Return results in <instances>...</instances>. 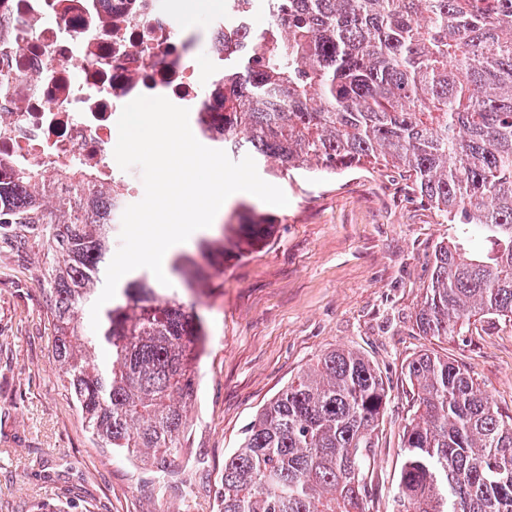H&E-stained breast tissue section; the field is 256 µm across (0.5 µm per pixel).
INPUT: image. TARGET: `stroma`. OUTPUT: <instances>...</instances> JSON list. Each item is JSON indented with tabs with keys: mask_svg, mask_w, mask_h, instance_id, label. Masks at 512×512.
I'll return each instance as SVG.
<instances>
[{
	"mask_svg": "<svg viewBox=\"0 0 512 512\" xmlns=\"http://www.w3.org/2000/svg\"><path fill=\"white\" fill-rule=\"evenodd\" d=\"M289 203L242 193L274 225L245 256L224 255L212 293L190 296L205 341L173 484L102 447L63 385L46 300V258L0 251V512H220L224 459L288 381L334 348L370 360L388 389L366 474L365 512H392L405 424L417 401L405 375L430 353L468 370L512 414V317L472 318L454 338L414 317L437 244L453 228L392 167L266 175Z\"/></svg>",
	"mask_w": 512,
	"mask_h": 512,
	"instance_id": "1",
	"label": "stroma"
}]
</instances>
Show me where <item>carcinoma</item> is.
Instances as JSON below:
<instances>
[{
	"label": "carcinoma",
	"instance_id": "obj_1",
	"mask_svg": "<svg viewBox=\"0 0 512 512\" xmlns=\"http://www.w3.org/2000/svg\"><path fill=\"white\" fill-rule=\"evenodd\" d=\"M268 22L224 59V134L275 175L358 165L403 171L456 225L435 249L417 329L456 336L464 321L512 316V0H268ZM31 166L0 179V250L45 251L64 386L103 446L167 483L196 392L203 326L143 273L81 321L122 217L112 189L75 173L67 190ZM238 248L272 224L238 214ZM214 274L224 241H203ZM418 408L403 428L393 512H512V415L459 365L407 364ZM378 371L335 348L248 422L224 461L221 512H365L366 470L387 403Z\"/></svg>",
	"mask_w": 512,
	"mask_h": 512
}]
</instances>
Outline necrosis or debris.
Returning <instances> with one entry per match:
<instances>
[{
	"label": "necrosis or debris",
	"instance_id": "4bbe7bcc",
	"mask_svg": "<svg viewBox=\"0 0 512 512\" xmlns=\"http://www.w3.org/2000/svg\"><path fill=\"white\" fill-rule=\"evenodd\" d=\"M0 176L38 165L68 175L80 169L118 183L114 206L139 195V170L117 171L109 155L122 108L136 97L163 96L224 125L216 86L224 58L244 30L211 17L207 73L174 35L185 22L158 0H0Z\"/></svg>",
	"mask_w": 512,
	"mask_h": 512
}]
</instances>
